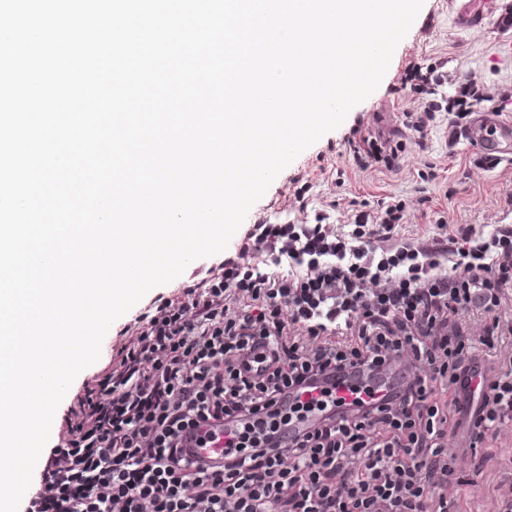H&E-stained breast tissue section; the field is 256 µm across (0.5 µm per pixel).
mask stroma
<instances>
[{
  "instance_id": "stroma-1",
  "label": "stroma",
  "mask_w": 512,
  "mask_h": 512,
  "mask_svg": "<svg viewBox=\"0 0 512 512\" xmlns=\"http://www.w3.org/2000/svg\"><path fill=\"white\" fill-rule=\"evenodd\" d=\"M412 62L437 67L451 77L473 71L491 87L512 85V29L492 20L484 28L464 31L442 0H424L379 87L350 111L341 126L284 169L282 177L252 206L247 222L259 217L285 220L289 215L287 180L296 176L310 185L309 195L317 206L339 194L372 203L390 196L403 198L409 204L406 229L414 238L430 235L434 219L442 215L453 223L479 229L496 221L512 224V208L503 202L505 194L512 193V161L487 164L475 147L463 140L449 146L447 113H437L426 148H409L398 171L363 172L344 154L345 139L380 142L392 129L394 113L413 110L415 95L401 84L403 72ZM432 163L440 167V178L423 184L421 176ZM421 187L429 198L423 207L416 202ZM481 453L487 463L477 476L472 473L470 456H459L456 461L457 474L465 483L454 493L455 512H495L496 488L504 476L512 474V431L489 441Z\"/></svg>"
}]
</instances>
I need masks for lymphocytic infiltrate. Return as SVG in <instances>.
Wrapping results in <instances>:
<instances>
[{"instance_id":"f902f5d3","label":"lymphocytic infiltrate","mask_w":512,"mask_h":512,"mask_svg":"<svg viewBox=\"0 0 512 512\" xmlns=\"http://www.w3.org/2000/svg\"><path fill=\"white\" fill-rule=\"evenodd\" d=\"M404 80L418 100L382 143L393 160L425 147L436 112L512 98L470 72L443 104L419 64ZM307 191L293 190L296 221L247 225L233 251L124 324L64 413L24 512H452L458 453L512 429V353L479 359L512 346V224L442 220L418 241L399 235L405 200L312 212ZM466 315L480 336L456 331ZM257 350L266 365L251 375ZM386 372L383 399L337 409L338 385L369 390ZM309 385L319 395L303 397ZM316 412L318 427L288 436ZM221 421L235 429L211 471L181 439Z\"/></svg>"}]
</instances>
